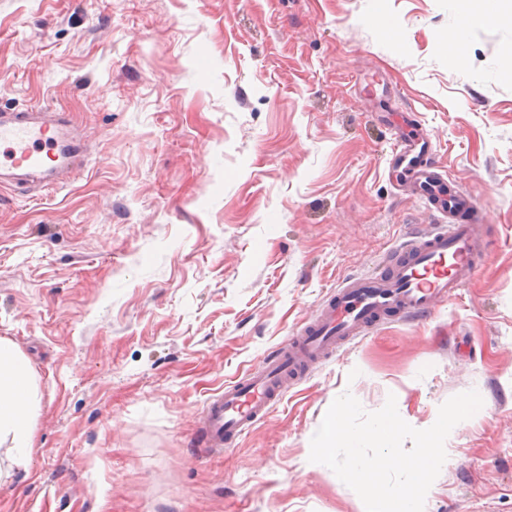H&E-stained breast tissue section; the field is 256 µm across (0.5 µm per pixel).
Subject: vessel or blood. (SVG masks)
Wrapping results in <instances>:
<instances>
[{
  "label": "vessel or blood",
  "instance_id": "b4317fda",
  "mask_svg": "<svg viewBox=\"0 0 512 512\" xmlns=\"http://www.w3.org/2000/svg\"><path fill=\"white\" fill-rule=\"evenodd\" d=\"M428 136L397 132L391 165L418 184L431 187V199L445 223L407 236L398 255L380 268L337 285L330 301L298 336L283 341L259 370L225 383L203 411L211 452L220 453L259 423L284 396L287 386L307 375L344 343L366 335L399 313L422 320L477 272L485 253L486 224L477 203L448 196L431 164ZM82 167L81 149L61 132L60 122L41 110L0 113V187L37 176L55 182Z\"/></svg>",
  "mask_w": 512,
  "mask_h": 512
}]
</instances>
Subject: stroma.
Listing matches in <instances>:
<instances>
[{
  "label": "stroma",
  "mask_w": 512,
  "mask_h": 512,
  "mask_svg": "<svg viewBox=\"0 0 512 512\" xmlns=\"http://www.w3.org/2000/svg\"><path fill=\"white\" fill-rule=\"evenodd\" d=\"M453 0H0V107L65 113L86 167L0 189V338L33 372L27 467L0 512H365L310 441L388 395L452 429L424 512H512V25L446 48ZM428 134L489 254L422 322L391 320L211 453L206 401L368 271L431 205L390 170Z\"/></svg>",
  "instance_id": "obj_1"
}]
</instances>
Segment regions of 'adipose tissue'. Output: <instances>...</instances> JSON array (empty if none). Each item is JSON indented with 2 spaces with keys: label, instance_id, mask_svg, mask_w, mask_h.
Here are the masks:
<instances>
[{
  "label": "adipose tissue",
  "instance_id": "obj_1",
  "mask_svg": "<svg viewBox=\"0 0 512 512\" xmlns=\"http://www.w3.org/2000/svg\"><path fill=\"white\" fill-rule=\"evenodd\" d=\"M36 398L27 360L10 341L0 339V447L8 446L13 463L19 466L28 463L34 446Z\"/></svg>",
  "mask_w": 512,
  "mask_h": 512
}]
</instances>
